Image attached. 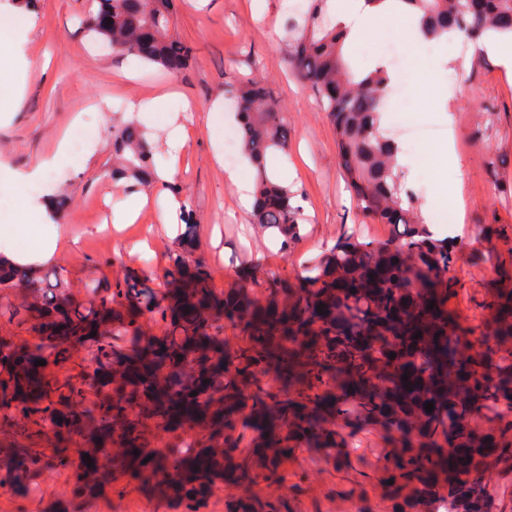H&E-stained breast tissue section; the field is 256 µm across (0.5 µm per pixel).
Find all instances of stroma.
Returning a JSON list of instances; mask_svg holds the SVG:
<instances>
[{
  "instance_id": "1",
  "label": "stroma",
  "mask_w": 512,
  "mask_h": 512,
  "mask_svg": "<svg viewBox=\"0 0 512 512\" xmlns=\"http://www.w3.org/2000/svg\"><path fill=\"white\" fill-rule=\"evenodd\" d=\"M91 0H33L26 8V40L15 63L18 88L0 86V213L19 221L21 205L44 197H72L59 212L48 213L60 236L46 273L63 274L69 291L83 296L92 278L115 280L132 272L150 283L159 278L178 248L164 224L168 196L180 198L200 225L195 260L201 262L215 291L244 284L266 301L280 283H297L312 260L344 238L367 245L393 239L391 225L365 217L346 189L336 147V132L317 105L313 91L293 72L289 60V10L303 11L305 0H175V31L195 49L181 72L168 74L136 59L102 50L86 32ZM348 51L360 69H372L382 56L398 76L388 95L385 124H425L432 137L405 142L411 164L409 186L430 202L446 185L461 187L466 202L464 230L440 225L439 234L453 245L450 274L457 292L449 308L469 335H479L487 304L502 270L512 271V72L479 46L451 38L430 46L414 42L395 16L372 27ZM261 79L282 107L288 125L287 153L267 157L268 169L288 172V184L305 216L300 235L289 245L264 234L250 212L238 204V189L227 169L242 162L229 85ZM477 90L475 98L461 86ZM170 99L155 112L129 114L128 104L162 94ZM153 135L167 138L182 127L185 144L177 157L167 148L155 156L168 171L167 190L147 192L148 203L135 223L111 228L114 211L129 195L112 185V124L129 118ZM452 140L455 161L436 171L426 158L435 145ZM67 156L44 168L59 145ZM42 169L40 181L26 191L11 183L13 174ZM491 224L499 232L485 236ZM144 242L132 253L134 242ZM342 450L361 487L347 493L332 458L301 450L284 468L292 493L281 499L275 486L253 481L249 496L266 502L270 512H390L388 495L376 463L392 441L375 424L349 428L336 423ZM97 504L112 512H184L164 497L143 491L126 472L112 475Z\"/></svg>"
}]
</instances>
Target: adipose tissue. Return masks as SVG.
I'll return each mask as SVG.
<instances>
[{
  "instance_id": "ef3b65f1",
  "label": "adipose tissue",
  "mask_w": 512,
  "mask_h": 512,
  "mask_svg": "<svg viewBox=\"0 0 512 512\" xmlns=\"http://www.w3.org/2000/svg\"><path fill=\"white\" fill-rule=\"evenodd\" d=\"M57 238L58 232L51 224L27 221L19 232L0 227V263L38 269L53 256Z\"/></svg>"
}]
</instances>
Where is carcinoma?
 Returning <instances> with one entry per match:
<instances>
[{
    "instance_id": "1",
    "label": "carcinoma",
    "mask_w": 512,
    "mask_h": 512,
    "mask_svg": "<svg viewBox=\"0 0 512 512\" xmlns=\"http://www.w3.org/2000/svg\"><path fill=\"white\" fill-rule=\"evenodd\" d=\"M396 2L428 41L512 37V0ZM173 10V0H97L95 14L111 13L112 27L91 23L89 32L114 53L175 74L192 48L173 32ZM288 29L294 32L290 64L336 127L349 191L368 218L403 226L401 241L367 247L341 240L298 287L277 288L264 303L243 287L213 290L200 263L189 261L198 242L190 218L163 274L161 298L125 274L111 286L90 280L80 302L58 277L51 283L39 270L0 266V287L23 290L16 313L42 341L0 339V485L21 495L43 478L40 449L50 442L58 464L77 450L91 457V466L74 473L75 496L85 501L98 496L113 471L147 469L153 490L195 512L216 481L229 474L274 480L301 448L333 457L341 480L353 486L328 428L340 419L392 432L394 446L382 466L392 512H415L427 502H447L451 512H499L484 486L512 471V416L490 417L479 430L466 422L493 404H512V365L491 359L512 354V288L493 291L484 344L458 330L448 310L456 294L451 242L422 235V201L408 186L398 143L382 128L388 67L352 68L345 53L349 30L328 0H307L299 18H288ZM227 93L237 104L242 152L256 170L252 221L278 231L286 247L299 236L303 217L291 189L267 172L266 158L288 149V124L260 80ZM156 152L137 122L112 124V178L125 192L157 180ZM153 313L166 321L161 337L142 334L140 319ZM226 319L248 338L235 351L224 347ZM418 332L422 337L413 338ZM114 336L129 337V348L115 350ZM74 341L91 352L97 398L90 406L85 377L52 375L72 361ZM267 376L280 381V391L261 387ZM346 398L356 401V413L342 408ZM240 423L259 428L260 436L238 458ZM186 425L194 452L173 456L176 472L167 459L146 462L133 454Z\"/></svg>"
}]
</instances>
